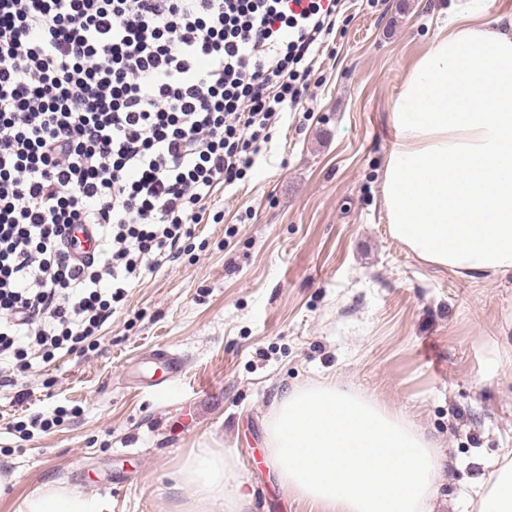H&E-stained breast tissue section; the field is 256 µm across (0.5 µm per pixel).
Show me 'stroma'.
Instances as JSON below:
<instances>
[{"label": "stroma", "instance_id": "obj_1", "mask_svg": "<svg viewBox=\"0 0 512 512\" xmlns=\"http://www.w3.org/2000/svg\"><path fill=\"white\" fill-rule=\"evenodd\" d=\"M356 0L301 104L174 262L131 289L97 352L0 386V512L56 486L104 512H183L173 472L221 448L251 512H309L278 481L265 420L293 389L333 382L424 430L444 459L429 512H464L484 462L512 453V274L461 277L389 233V114L451 6L482 19L512 0ZM172 385L137 378L152 351ZM27 399L17 400L18 391ZM78 418L23 439L9 422L52 403ZM148 373L139 371L138 376L143 382L152 386H167L170 382L177 379L184 369L183 362L174 356L162 354L157 356L155 361L151 362ZM160 372V375H157Z\"/></svg>", "mask_w": 512, "mask_h": 512}]
</instances>
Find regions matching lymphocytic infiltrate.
Masks as SVG:
<instances>
[{"instance_id": "1", "label": "lymphocytic infiltrate", "mask_w": 512, "mask_h": 512, "mask_svg": "<svg viewBox=\"0 0 512 512\" xmlns=\"http://www.w3.org/2000/svg\"><path fill=\"white\" fill-rule=\"evenodd\" d=\"M346 0H0V385L97 350L298 106ZM100 256L69 253L78 225Z\"/></svg>"}]
</instances>
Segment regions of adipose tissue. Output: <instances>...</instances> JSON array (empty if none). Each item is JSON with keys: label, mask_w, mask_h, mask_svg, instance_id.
<instances>
[{"label": "adipose tissue", "mask_w": 512, "mask_h": 512, "mask_svg": "<svg viewBox=\"0 0 512 512\" xmlns=\"http://www.w3.org/2000/svg\"><path fill=\"white\" fill-rule=\"evenodd\" d=\"M395 141L383 180L394 238L461 276L512 273V18L490 27L449 12L448 27L405 74L390 114ZM189 512H249L253 494L220 448L174 472ZM19 512H103L98 499L49 487ZM478 512H512V464L497 466Z\"/></svg>", "instance_id": "adipose-tissue-1"}]
</instances>
